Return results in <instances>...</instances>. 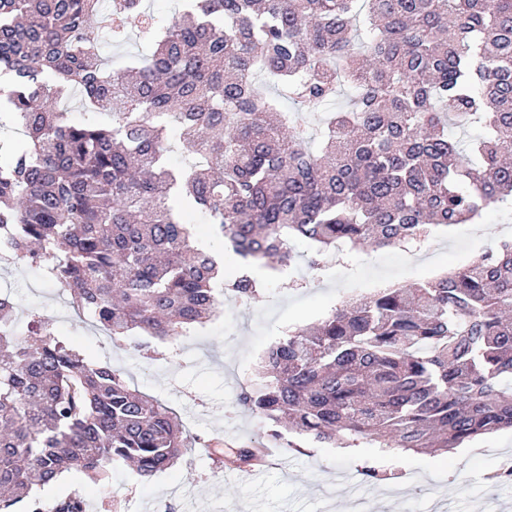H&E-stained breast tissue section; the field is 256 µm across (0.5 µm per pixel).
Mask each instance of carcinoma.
<instances>
[{"instance_id":"cac0c4a2","label":"carcinoma","mask_w":512,"mask_h":512,"mask_svg":"<svg viewBox=\"0 0 512 512\" xmlns=\"http://www.w3.org/2000/svg\"><path fill=\"white\" fill-rule=\"evenodd\" d=\"M143 0H0V250L43 268L84 318L113 337L169 342L218 312L224 276L173 199L193 202L210 237L260 265L317 268L345 243L419 242L512 201V0H193L152 51L110 71L105 44ZM55 74L56 88L43 81ZM317 149L303 114L341 84ZM76 94L112 124H76ZM296 109L283 111V100ZM478 126L468 151L448 125ZM197 157L164 155L172 133ZM0 298V512H85L78 492L28 497L72 470L100 481L128 463L143 480L174 465L185 431L166 404L57 338L14 334ZM265 383L239 405L267 437L388 451L458 448L512 429V240L409 288H383L262 355ZM214 452L242 464L255 448Z\"/></svg>"}]
</instances>
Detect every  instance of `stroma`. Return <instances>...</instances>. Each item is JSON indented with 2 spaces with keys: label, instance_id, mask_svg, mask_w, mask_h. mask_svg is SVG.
Here are the masks:
<instances>
[{
  "label": "stroma",
  "instance_id": "35a3bbf8",
  "mask_svg": "<svg viewBox=\"0 0 512 512\" xmlns=\"http://www.w3.org/2000/svg\"><path fill=\"white\" fill-rule=\"evenodd\" d=\"M511 238L512 206L493 204L474 221L432 229L413 259L396 247L343 248L314 270L305 260L312 245L292 240L300 257L297 276L253 267L265 283L261 294L245 304L225 298L223 319L192 330L179 351L155 340L139 351L128 341L116 346L91 323H78L68 296L37 265L0 262V289L11 290L18 304L17 336H28L35 323L86 358L110 361L131 385L173 409L191 443L176 464L150 480L120 466L109 468L99 482L73 470L58 486L38 488V496L77 491L87 512H164L169 503L180 512H353L358 491L366 512H505L512 505V483L498 486L490 476L503 454L512 455V429L478 436L457 456L384 452L367 441L349 453L299 436L295 447L240 467L220 462L212 447L218 441H264V420L239 412L236 400L261 383L259 358L288 329L315 323L377 289L406 287L467 266ZM368 463L383 471L382 480L361 482L358 471Z\"/></svg>",
  "mask_w": 512,
  "mask_h": 512
}]
</instances>
